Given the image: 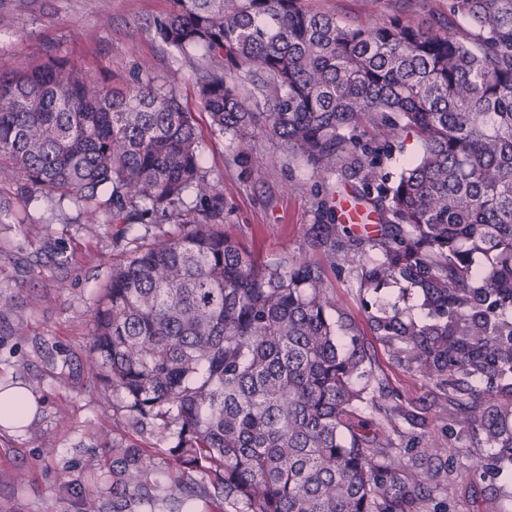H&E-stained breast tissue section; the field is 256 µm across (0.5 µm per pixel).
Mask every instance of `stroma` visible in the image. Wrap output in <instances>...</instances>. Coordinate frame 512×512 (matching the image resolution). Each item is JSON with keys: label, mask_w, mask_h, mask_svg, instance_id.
Here are the masks:
<instances>
[{"label": "stroma", "mask_w": 512, "mask_h": 512, "mask_svg": "<svg viewBox=\"0 0 512 512\" xmlns=\"http://www.w3.org/2000/svg\"><path fill=\"white\" fill-rule=\"evenodd\" d=\"M344 23L360 24L392 13L421 24L448 10V0H310ZM171 0H0V70L37 58L46 46L79 61L93 78L115 87L133 83L142 63L173 87L194 117L204 165L224 196V222L231 232L270 260L312 253V227L319 199L334 212L354 205L358 182L343 171L314 174L305 162L283 154L280 143L255 133L235 147L215 135L197 95L201 67L178 62L156 38L153 20ZM279 154L270 167L253 156ZM0 386L22 385L39 410L21 432L0 428V512H85L95 499L112 512V453L108 440L155 454V440L132 430L127 413L100 370L90 361L91 315L119 255L112 231L88 223L83 210L65 205L58 217L0 183ZM45 227L35 237L30 225ZM66 263H59L57 248ZM378 375L398 395L414 423L396 419L392 438L416 432L438 448L448 466L436 502L447 512H512V467L472 472L479 448L463 447L434 405V386L399 366L373 341Z\"/></svg>", "instance_id": "stroma-1"}]
</instances>
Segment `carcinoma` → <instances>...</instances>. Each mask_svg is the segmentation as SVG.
I'll use <instances>...</instances> for the list:
<instances>
[{
	"label": "carcinoma",
	"mask_w": 512,
	"mask_h": 512,
	"mask_svg": "<svg viewBox=\"0 0 512 512\" xmlns=\"http://www.w3.org/2000/svg\"><path fill=\"white\" fill-rule=\"evenodd\" d=\"M198 83L213 132L260 130L325 176L358 177L366 238L318 204L322 260L261 259L224 231L192 114L149 77L122 90L49 46L0 71V182L116 228L92 354L173 471L112 444V512H423L440 470L394 442L390 391L326 268L358 288L371 335L443 396L453 425L512 463V0H449L424 26L347 24L307 0H172L154 19ZM419 156L390 183L387 141ZM193 197V205L186 197ZM173 220L178 231H161ZM134 224L159 229L127 237ZM412 291L418 313L380 300ZM482 409L480 416L472 415Z\"/></svg>",
	"instance_id": "cac0c4a2"
}]
</instances>
